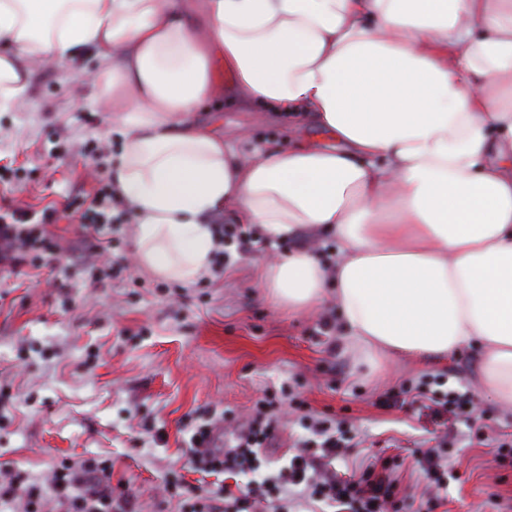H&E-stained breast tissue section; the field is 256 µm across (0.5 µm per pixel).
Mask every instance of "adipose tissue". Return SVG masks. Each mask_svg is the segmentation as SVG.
<instances>
[{"label":"adipose tissue","instance_id":"adipose-tissue-1","mask_svg":"<svg viewBox=\"0 0 512 512\" xmlns=\"http://www.w3.org/2000/svg\"><path fill=\"white\" fill-rule=\"evenodd\" d=\"M86 53L143 269L209 275L221 214L330 238V261H268L266 296L334 302L370 360L475 347L512 402V0H0V106L26 105L28 61ZM225 89L313 113L341 149L238 156L194 121Z\"/></svg>","mask_w":512,"mask_h":512}]
</instances>
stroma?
Listing matches in <instances>:
<instances>
[{"mask_svg":"<svg viewBox=\"0 0 512 512\" xmlns=\"http://www.w3.org/2000/svg\"><path fill=\"white\" fill-rule=\"evenodd\" d=\"M72 69L32 68L28 106L0 109V160L14 162V182L0 184V208H57L50 229L62 245L85 230L64 213L108 182L122 149L109 113L89 91L75 92ZM198 124L230 141L242 155L334 140L313 120L285 124L256 106L222 101L196 115ZM104 144L102 154L81 150ZM114 256L127 257L122 276L93 284L90 270L67 251L52 271L32 277L0 269V470L44 477L66 461L105 457L112 480L157 512L166 480L194 481L188 452L191 423L226 413L232 442L264 390L281 385L316 416L345 421L358 442L337 473L373 456L399 455L402 484L412 497L424 485L417 453L446 442L448 512H500L512 506V465L497 461L512 441V408L484 399L481 419L437 414L421 404H393L402 386L441 377L446 386L480 393L474 349L443 359L390 357L370 365L346 350L325 304L292 314L264 298L262 266L284 248L324 246V239L263 242L249 252L229 245L223 269L184 284L145 272L134 251L135 221L111 225ZM486 440L470 441L474 423Z\"/></svg>","mask_w":512,"mask_h":512,"instance_id":"1","label":"stroma"}]
</instances>
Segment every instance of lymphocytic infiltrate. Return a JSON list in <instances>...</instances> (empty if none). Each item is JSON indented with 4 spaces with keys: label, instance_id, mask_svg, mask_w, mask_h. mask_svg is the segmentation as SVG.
Wrapping results in <instances>:
<instances>
[{
    "label": "lymphocytic infiltrate",
    "instance_id": "1",
    "mask_svg": "<svg viewBox=\"0 0 512 512\" xmlns=\"http://www.w3.org/2000/svg\"><path fill=\"white\" fill-rule=\"evenodd\" d=\"M121 199L112 183H104L77 212L91 234L82 251L108 253L111 240L99 237V225L112 221V208ZM51 214L31 217L22 208L0 212V265L21 272L39 269L59 259L57 241L46 229ZM289 400L287 388L265 391L255 401L250 419L234 445H218V423L197 426L191 452L197 472L204 476L269 468L267 477L251 486L213 492L182 481L167 482L166 501L177 502L178 512H407V497L391 459L377 457L366 466L336 477L324 459L351 447L353 436L342 423L312 418L304 401L294 402L299 424L315 438V449H302L287 465L274 467L266 455L281 426V407ZM0 512H138L135 497L113 486L112 464L93 458L56 466L46 481L23 471L0 473Z\"/></svg>",
    "mask_w": 512,
    "mask_h": 512
}]
</instances>
